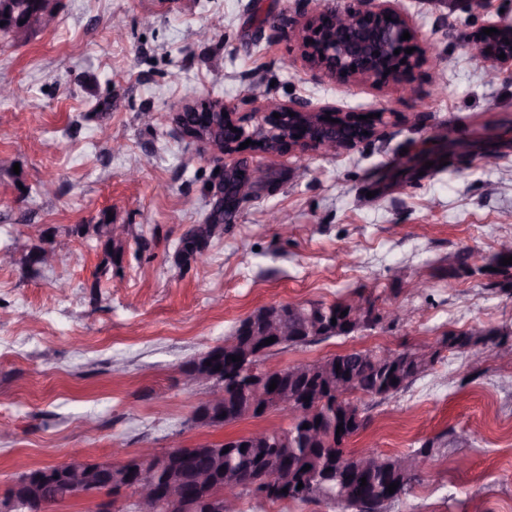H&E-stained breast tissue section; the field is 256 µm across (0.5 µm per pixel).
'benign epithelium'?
Segmentation results:
<instances>
[{"instance_id":"obj_1","label":"benign epithelium","mask_w":512,"mask_h":512,"mask_svg":"<svg viewBox=\"0 0 512 512\" xmlns=\"http://www.w3.org/2000/svg\"><path fill=\"white\" fill-rule=\"evenodd\" d=\"M333 9L330 4H317L312 8V16L305 22L300 37L301 54L306 61L321 74L339 82L352 80L369 81L374 85L389 82L403 84L417 67L428 64L432 59L430 48L419 43L415 29L404 12L400 0H350L341 11L345 12L350 23L340 34L324 27L322 19ZM48 15L45 0H0V19L8 17L11 27H20V21L27 15ZM390 19H385V16ZM498 33L489 36L477 31L479 41L486 46L489 56L497 59L505 54L502 62L512 61V26H496ZM410 38L401 39L404 32ZM415 48L411 54L408 48ZM399 54H394L395 50ZM406 63H401V60ZM280 119L294 114L296 125L288 136L290 151L305 154L317 149L320 134L334 133L346 123L359 121L354 112L327 111L312 105L306 100H294L277 108ZM330 120H325V117ZM340 123L335 124L333 120ZM353 314L359 318L372 319L378 315L377 308L364 296H356L351 302ZM250 364L229 367L224 376L215 378L203 372L195 383L208 386L204 401L219 403L224 399V387H238L241 376ZM274 370L254 374L246 389L256 391L257 399L264 405L273 402L280 406V412L290 421L302 418L315 408L304 400L290 402L288 397L269 390V377ZM200 449L187 448L174 444L172 448L159 453L153 448L142 449L138 456L120 463L98 461L89 458H73L58 464V470L68 474L73 488L81 491L94 486L89 494L96 501V512H115L117 503L126 494L130 495L127 507L132 512H155L158 504H163L166 512H233L238 497L245 492L257 493L268 499L274 498L288 486L291 479L288 461L280 459L275 463L276 476L263 482H252L248 471L229 473L223 483L216 484L205 471L194 465ZM132 468L137 479L133 483L115 482L112 472L122 468ZM397 467L406 472L429 473V461L422 455L401 457ZM18 494L0 501V512H19L30 507L46 506V487L29 485L28 475L20 474L14 480Z\"/></svg>"}]
</instances>
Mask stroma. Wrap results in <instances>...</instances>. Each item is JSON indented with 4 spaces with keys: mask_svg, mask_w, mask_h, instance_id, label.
<instances>
[{
    "mask_svg": "<svg viewBox=\"0 0 512 512\" xmlns=\"http://www.w3.org/2000/svg\"><path fill=\"white\" fill-rule=\"evenodd\" d=\"M297 2L59 0L52 27L24 42L0 36V84L25 89L0 102V250L14 256L0 267L10 313L0 321V493L22 471L109 461L117 447L133 457L287 426L277 412L220 430L193 425L204 389L184 366L258 308L357 290L379 325L272 352L264 366L439 349L403 391L361 398L369 424L349 446L395 455L453 432L432 475L387 512H512V364L479 344H442L470 330L512 332V279L488 269L512 240V64L486 82L465 46L486 25L512 24V0H402L433 48L405 88L321 77L297 45ZM266 13L279 27L257 28L254 15ZM295 97L381 112L384 123L333 157L245 151L216 162L172 120L185 104L218 100L250 129ZM453 141L468 143L467 157L420 169L417 158ZM144 159L140 178L126 180ZM245 163L267 166L268 185L225 216L206 263L182 256L179 241L221 203L224 170ZM272 209L292 224L289 238L267 222ZM107 218L130 228L119 261L105 264L99 241L75 236L52 265L29 262L36 227L64 233ZM459 252L469 268L454 273L448 259Z\"/></svg>",
    "mask_w": 512,
    "mask_h": 512,
    "instance_id": "1",
    "label": "stroma"
}]
</instances>
